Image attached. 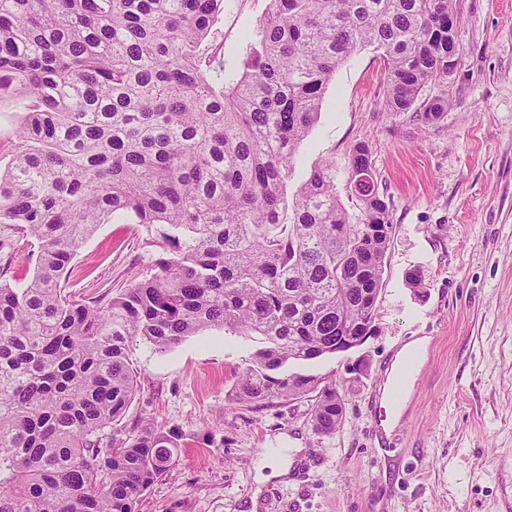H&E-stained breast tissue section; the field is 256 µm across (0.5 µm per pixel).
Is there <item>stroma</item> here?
<instances>
[{
  "label": "stroma",
  "instance_id": "1",
  "mask_svg": "<svg viewBox=\"0 0 512 512\" xmlns=\"http://www.w3.org/2000/svg\"><path fill=\"white\" fill-rule=\"evenodd\" d=\"M269 0H226L217 61L238 62L241 32ZM459 62L422 101L425 122L384 107L383 60L358 51L337 68L295 156L294 182L322 157L371 150L393 224L370 336L301 364L344 397L336 432L318 433L313 397L228 409L257 344L219 329L165 352L131 346L140 385L127 421L182 438L140 512H512V0H459ZM137 224L98 225L72 263L85 301L150 273L157 250ZM419 271L421 286L407 275ZM425 360L390 434L377 419L385 371L410 341ZM361 364L353 373L352 364Z\"/></svg>",
  "mask_w": 512,
  "mask_h": 512
}]
</instances>
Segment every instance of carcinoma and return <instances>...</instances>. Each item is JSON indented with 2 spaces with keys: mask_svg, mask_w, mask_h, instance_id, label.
Here are the masks:
<instances>
[{
  "mask_svg": "<svg viewBox=\"0 0 512 512\" xmlns=\"http://www.w3.org/2000/svg\"><path fill=\"white\" fill-rule=\"evenodd\" d=\"M224 0H0V100L23 113L0 170V512H138L180 438L123 418L138 339L165 352L208 329L260 344L229 400L315 393L336 431V383L290 366L367 336L392 224L376 184L336 192L333 158L290 188L336 68L372 47L389 112L432 122L425 85L460 52L458 0H270L231 71L212 66ZM348 178L372 171L370 149ZM126 219L160 248L106 302L66 292L98 225ZM33 276L6 279L17 243Z\"/></svg>",
  "mask_w": 512,
  "mask_h": 512,
  "instance_id": "obj_1",
  "label": "carcinoma"
}]
</instances>
